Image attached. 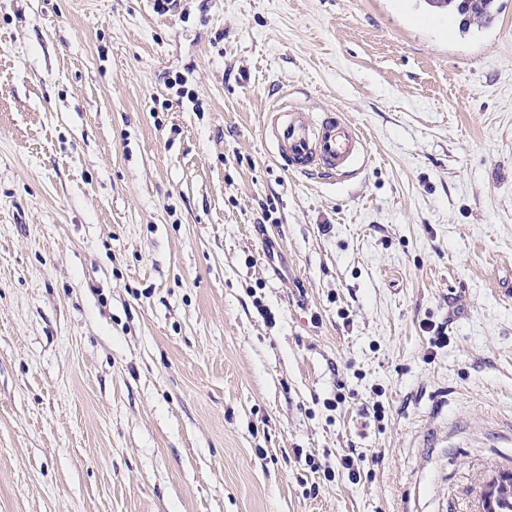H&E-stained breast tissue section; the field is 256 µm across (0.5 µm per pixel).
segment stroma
I'll return each mask as SVG.
<instances>
[{
    "mask_svg": "<svg viewBox=\"0 0 512 512\" xmlns=\"http://www.w3.org/2000/svg\"><path fill=\"white\" fill-rule=\"evenodd\" d=\"M495 6L0 0V512H482L512 471ZM283 103L367 162L280 166ZM437 8L448 7L457 13L467 15L470 19L489 22L492 18L491 8L493 0H428Z\"/></svg>",
    "mask_w": 512,
    "mask_h": 512,
    "instance_id": "35a3bbf8",
    "label": "stroma"
}]
</instances>
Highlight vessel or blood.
Here are the masks:
<instances>
[{
  "mask_svg": "<svg viewBox=\"0 0 512 512\" xmlns=\"http://www.w3.org/2000/svg\"><path fill=\"white\" fill-rule=\"evenodd\" d=\"M268 133L278 160L295 173L345 178L366 156L358 128L333 112L316 116L282 104L270 113Z\"/></svg>",
  "mask_w": 512,
  "mask_h": 512,
  "instance_id": "vessel-or-blood-1",
  "label": "vessel or blood"
}]
</instances>
